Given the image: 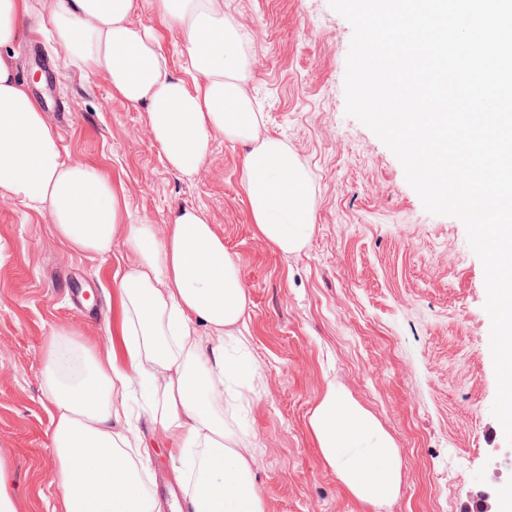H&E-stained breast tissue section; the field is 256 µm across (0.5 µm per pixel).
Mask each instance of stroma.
Wrapping results in <instances>:
<instances>
[{
  "mask_svg": "<svg viewBox=\"0 0 512 512\" xmlns=\"http://www.w3.org/2000/svg\"><path fill=\"white\" fill-rule=\"evenodd\" d=\"M11 54L62 157L107 175L131 221L165 228L200 209L238 262L249 304L241 338L263 382L237 419L249 437L268 512H362L322 462L308 426L328 383L342 386L392 436L401 487L379 512H476L483 492L512 493V445L491 412L497 383L484 269L464 224L428 213L393 152L346 112L353 30L329 0H224L252 60L246 89L265 135L283 140L308 176L314 230L282 253L252 221L241 173L246 142L215 135L199 173L172 169L145 106L114 95L104 74L68 64L50 34L56 0H28ZM130 21L159 33L169 73L187 78L186 38L154 0ZM132 259L73 251L48 211L0 195V461L18 512H61L49 447L52 407L43 352L57 327L107 346L112 271ZM148 492H187L197 451L158 447L149 415Z\"/></svg>",
  "mask_w": 512,
  "mask_h": 512,
  "instance_id": "stroma-1",
  "label": "stroma"
}]
</instances>
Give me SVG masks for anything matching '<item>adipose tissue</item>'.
Listing matches in <instances>:
<instances>
[{"label":"adipose tissue","mask_w":512,"mask_h":512,"mask_svg":"<svg viewBox=\"0 0 512 512\" xmlns=\"http://www.w3.org/2000/svg\"><path fill=\"white\" fill-rule=\"evenodd\" d=\"M156 4L186 36L196 88L168 74L155 30L131 25L135 0H60L53 37L70 65L105 73L115 95L146 105L154 140L184 176L199 172L214 135L251 143L242 172L257 234L283 253L300 250L314 228L307 175L284 142L262 132L246 92L252 62L224 0ZM27 8V0H0V191L48 210L74 251L103 256L120 240L133 256L113 276L119 354L100 355L70 328L54 329L46 345L42 388L53 407L48 437L63 512H158L143 488L145 441L127 404L137 394L150 400L170 452L201 451L193 512H266L247 439L224 418L226 405L253 403L249 382L260 376L226 347L248 306L238 264L201 210L181 209L158 236L148 222L126 223L107 177L63 160L9 55ZM308 425L322 461L364 512L396 495L399 450L347 390L328 384Z\"/></svg>","instance_id":"1"}]
</instances>
